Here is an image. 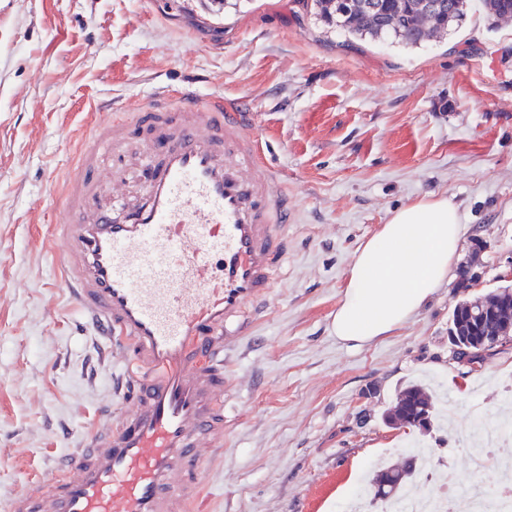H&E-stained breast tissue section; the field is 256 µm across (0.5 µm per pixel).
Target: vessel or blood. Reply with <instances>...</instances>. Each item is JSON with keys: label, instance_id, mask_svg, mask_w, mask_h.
Wrapping results in <instances>:
<instances>
[{"label": "vessel or blood", "instance_id": "obj_1", "mask_svg": "<svg viewBox=\"0 0 512 512\" xmlns=\"http://www.w3.org/2000/svg\"><path fill=\"white\" fill-rule=\"evenodd\" d=\"M263 152L240 103L188 87L92 126L61 188L54 249L84 325L123 354L127 385L119 416L13 491L8 512H189L224 447V353L288 250V182Z\"/></svg>", "mask_w": 512, "mask_h": 512}]
</instances>
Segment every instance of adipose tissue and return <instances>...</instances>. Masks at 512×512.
Segmentation results:
<instances>
[{
	"instance_id": "obj_1",
	"label": "adipose tissue",
	"mask_w": 512,
	"mask_h": 512,
	"mask_svg": "<svg viewBox=\"0 0 512 512\" xmlns=\"http://www.w3.org/2000/svg\"><path fill=\"white\" fill-rule=\"evenodd\" d=\"M456 206L425 195L393 211L356 252L332 319L337 340L362 347L419 314L459 257Z\"/></svg>"
}]
</instances>
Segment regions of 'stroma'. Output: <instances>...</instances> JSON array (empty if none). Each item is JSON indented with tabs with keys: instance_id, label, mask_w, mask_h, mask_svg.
<instances>
[{
	"instance_id": "35a3bbf8",
	"label": "stroma",
	"mask_w": 512,
	"mask_h": 512,
	"mask_svg": "<svg viewBox=\"0 0 512 512\" xmlns=\"http://www.w3.org/2000/svg\"><path fill=\"white\" fill-rule=\"evenodd\" d=\"M193 86L244 103L294 204L278 286L237 337L224 454L205 512H340L401 447L428 443L437 471L468 468L474 413L496 415L512 384V342L481 371L453 358L448 319L463 299L512 282V19L471 0L462 26L417 48L343 38L295 0H0V512L10 492L118 406L120 360L83 328L49 236L60 190L100 105ZM450 199L459 264L388 336L359 348L332 332L353 256L390 214ZM450 393L449 428H392L409 382Z\"/></svg>"
}]
</instances>
